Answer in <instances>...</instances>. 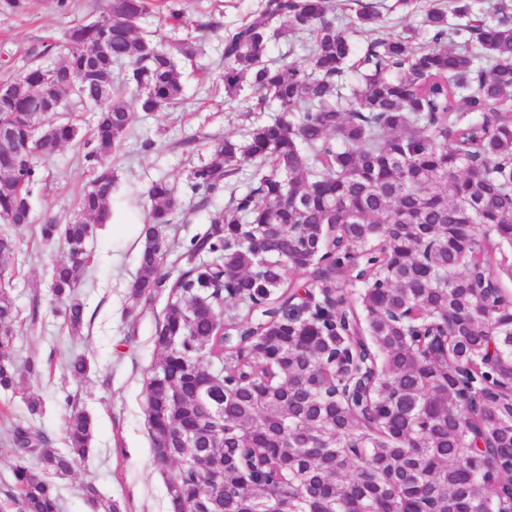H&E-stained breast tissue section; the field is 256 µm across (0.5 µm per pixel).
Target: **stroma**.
Returning <instances> with one entry per match:
<instances>
[{"mask_svg":"<svg viewBox=\"0 0 512 512\" xmlns=\"http://www.w3.org/2000/svg\"><path fill=\"white\" fill-rule=\"evenodd\" d=\"M262 0H180L183 21L146 17L141 27L154 41L187 39L199 47L184 61L181 99L161 111L138 113L129 136L108 157L117 177L115 207L130 223L96 226L87 241L90 254L79 272L76 292L85 306L80 335H69L63 318L51 302L53 264L63 258L61 242L42 241L37 220L46 216L65 223L78 210L79 197L92 179L80 161L81 151L70 144L42 164V181L32 196L34 223L14 229L16 260L5 275L18 310L15 338L16 389L0 390V512H20L13 479L11 438L16 428L44 434L50 448L67 451L65 419L77 406L92 420L90 452L77 458L70 475L55 478L60 512H96L87 487L118 501L123 512H169L167 483L173 465L154 459L147 426L146 380L160 358L157 328L168 299L167 289L136 300L131 286L139 275L141 223L150 200L152 181L165 178L180 202L174 223L161 227L168 247L161 266L169 279L181 268L176 257L182 247L202 232L214 213L228 203V193L205 196L187 186L193 166L208 155L211 141L242 138L252 124L275 115L276 104L257 110V97L244 90L235 100L224 97L223 37L259 7ZM383 8L380 31L415 34V44L426 47L428 10L448 7V0H377ZM104 0H70L59 10L56 0H27L25 12L0 14V81L25 68L58 62L61 49L44 53L43 46L69 28L95 20ZM84 358L85 378L76 379L68 364ZM39 366L29 373L28 362ZM40 393L46 407L30 415L25 391Z\"/></svg>","mask_w":512,"mask_h":512,"instance_id":"1","label":"stroma"}]
</instances>
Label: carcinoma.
<instances>
[{"mask_svg":"<svg viewBox=\"0 0 512 512\" xmlns=\"http://www.w3.org/2000/svg\"><path fill=\"white\" fill-rule=\"evenodd\" d=\"M150 5L110 0L64 32L57 63L27 69L13 79L20 91L0 96V126L19 147L0 152L1 225L33 223L35 158L85 146L93 178L79 213L40 225L42 239L67 248L52 302L73 336L85 313L80 247L110 219L116 192L106 159L134 113L180 98L178 58L195 54L142 34ZM333 10L332 0H264L224 37V96L249 87L279 113L241 141H213L190 170V190L209 196L252 168L246 190L180 253L170 284L157 226L173 223L179 202L164 178L148 190L131 295L171 288L147 381L154 458L177 468L170 512H512V296L489 265L512 246V0L490 11L457 0L465 22L455 25L431 9L433 46L385 33L358 55L354 33L380 14L360 0L341 26ZM277 21L309 31L308 66L262 64ZM349 70L364 84L346 97ZM47 93L60 107L52 120ZM74 112L95 114L85 141ZM14 262V239L0 230V272ZM16 318L0 284L4 390L15 385ZM200 383L222 396L224 416L199 400ZM93 432L85 413H71L61 453L42 434L14 431L22 512H58L37 470L70 473ZM476 436L482 452L470 447ZM88 496L99 512H122L92 486Z\"/></svg>","mask_w":512,"mask_h":512,"instance_id":"carcinoma-1","label":"carcinoma"}]
</instances>
